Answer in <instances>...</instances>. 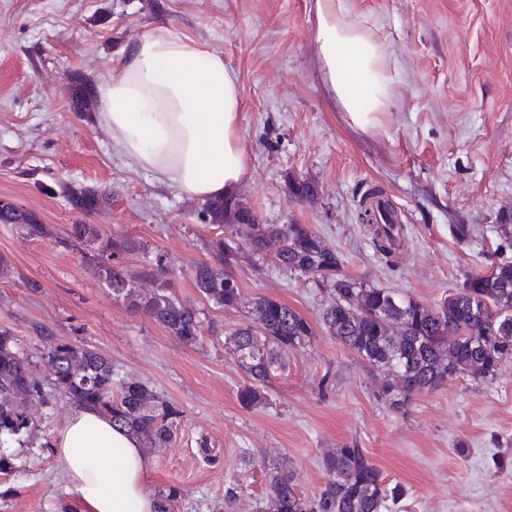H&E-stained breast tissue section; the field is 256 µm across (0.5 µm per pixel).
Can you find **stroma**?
Returning a JSON list of instances; mask_svg holds the SVG:
<instances>
[{"instance_id": "35a3bbf8", "label": "stroma", "mask_w": 512, "mask_h": 512, "mask_svg": "<svg viewBox=\"0 0 512 512\" xmlns=\"http://www.w3.org/2000/svg\"><path fill=\"white\" fill-rule=\"evenodd\" d=\"M145 2L0 0V198L50 231L32 238L0 224V257L11 268L0 277V329L32 352L48 328L182 408L170 447L148 453L150 489L181 490L172 512H255L268 461L295 470L301 490L318 496L328 480L324 454L349 444L405 486L389 512H512V363L493 381L462 375L392 409L378 396V372L318 330L329 294L246 248L233 271L243 296L282 301L317 331L289 353L267 403L243 406L248 378L224 334L246 311L206 303L189 276L216 232L200 200L129 167L107 130L70 107L73 78L97 82L119 69L143 28L176 25L238 77L249 171L235 198L260 223L311 225L348 275L434 304L486 271L500 244L495 226L512 214V0H348L350 18L384 42L394 77L391 106L372 132L354 127L323 84L313 0H159L154 14ZM295 177L315 185L314 200L290 195ZM64 184L111 193L112 204L80 214ZM371 185L385 190L403 224V245L390 257L357 219ZM77 222L164 254L175 295L202 312V342L186 345L116 299L78 251L62 246ZM453 224L470 225V238L457 240ZM148 253L126 257L130 273L146 269ZM31 411L25 446L8 449L16 469L0 475V512H85L42 445L70 406L55 398Z\"/></svg>"}]
</instances>
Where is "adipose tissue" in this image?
Segmentation results:
<instances>
[{
    "label": "adipose tissue",
    "instance_id": "obj_1",
    "mask_svg": "<svg viewBox=\"0 0 512 512\" xmlns=\"http://www.w3.org/2000/svg\"><path fill=\"white\" fill-rule=\"evenodd\" d=\"M318 64L351 123L376 129L391 101L384 44L349 17L347 0H314ZM99 121L129 166L183 196H229L247 172L236 74L175 26L143 29L121 68L98 85ZM69 493L86 512H156L140 440L89 409L73 410L53 437Z\"/></svg>",
    "mask_w": 512,
    "mask_h": 512
}]
</instances>
